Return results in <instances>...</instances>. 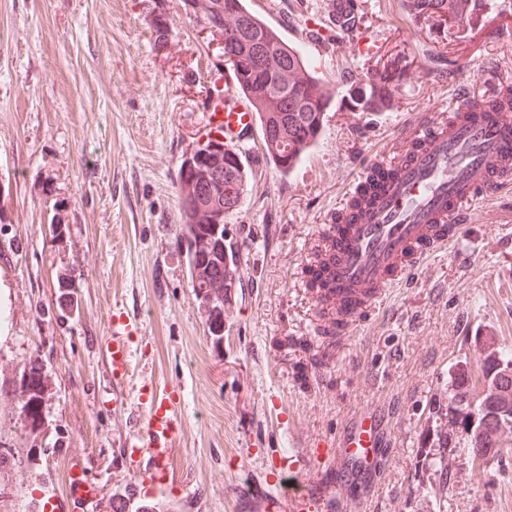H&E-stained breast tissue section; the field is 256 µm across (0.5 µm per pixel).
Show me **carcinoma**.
<instances>
[{"instance_id": "1", "label": "carcinoma", "mask_w": 512, "mask_h": 512, "mask_svg": "<svg viewBox=\"0 0 512 512\" xmlns=\"http://www.w3.org/2000/svg\"><path fill=\"white\" fill-rule=\"evenodd\" d=\"M236 3L237 24L231 42L224 46V59L235 78V88L247 99L253 87L267 85L274 100L277 115L257 113V121L263 131L268 154L284 172L288 171L301 156L293 147L297 142H315L323 124L328 104L314 95L317 87L310 60L297 48L283 39L270 34L267 23L251 13L244 0ZM288 69L304 77V81L288 89L277 81L278 72ZM212 153L208 148L192 150L193 164L185 167L180 163L177 195L181 206L179 245L185 249L192 288L203 293L199 307L206 316L208 331L214 340L224 337V276L227 269L223 250L230 258L237 256L233 242L221 245L215 236L217 226L224 224V216L236 209L240 195L247 185V173L240 153L234 149L224 152V167L217 171L212 167ZM487 375L495 382L494 398L512 395V355L500 353L488 357ZM46 376L43 365L34 360L19 373L11 386L0 385V395L19 392L25 397L23 405L26 426L35 429L41 423V402ZM451 399L464 414L463 424L470 428L476 410L472 402L462 394ZM478 414V413H476ZM512 432V415L507 416L493 407L478 414L473 432L466 433L469 442H480L483 448L495 447V436Z\"/></svg>"}]
</instances>
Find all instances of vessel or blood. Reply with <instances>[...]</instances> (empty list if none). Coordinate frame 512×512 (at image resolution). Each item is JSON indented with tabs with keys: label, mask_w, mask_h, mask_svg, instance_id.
Wrapping results in <instances>:
<instances>
[{
	"label": "vessel or blood",
	"mask_w": 512,
	"mask_h": 512,
	"mask_svg": "<svg viewBox=\"0 0 512 512\" xmlns=\"http://www.w3.org/2000/svg\"><path fill=\"white\" fill-rule=\"evenodd\" d=\"M325 8L344 30L357 18L359 0H325ZM260 102L217 93L209 103L206 130L240 148L256 126ZM512 191V80L500 78L486 98L474 99L461 86L449 110L423 114L399 129L393 150L367 164L354 193L319 231L320 243L303 281L317 307L328 313L327 332L342 335L364 309L388 288L407 278L421 262L474 225V208L482 199ZM132 322L113 318L102 344L112 379L124 384L130 369ZM145 418L130 437L124 458L132 471L162 483L168 474L169 444L183 425L180 403L172 394L143 395ZM343 448H357L356 471L337 466L330 484L307 478L302 452L280 457L289 496L303 495L319 512H346L356 492L355 472L368 475L387 462L390 437L369 427L350 428ZM246 512H271L277 495L263 487L241 490Z\"/></svg>",
	"instance_id": "1"
}]
</instances>
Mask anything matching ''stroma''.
Wrapping results in <instances>:
<instances>
[{
    "label": "stroma",
    "instance_id": "1",
    "mask_svg": "<svg viewBox=\"0 0 512 512\" xmlns=\"http://www.w3.org/2000/svg\"><path fill=\"white\" fill-rule=\"evenodd\" d=\"M288 45L336 86L317 142L286 172L261 131L242 153L246 194L224 223L241 281L221 343L208 333L177 243V172L205 137L219 49L182 0H0V369L40 361L42 426L0 397V512H38L46 485L66 497L75 460L113 499L175 501L179 512H238L244 482L276 484L272 452L302 449L318 480L336 472V436L389 412L392 453L350 512H512V433L473 459L455 391L479 389L488 354L512 350V223L507 202L387 291L338 347H323L302 271L320 225L363 166L459 85L483 98L486 73L512 78V0H472L443 15L408 0H360L337 35L325 0H269ZM169 36L156 41L153 6ZM143 351L112 384L101 344L116 311ZM376 369L368 386L363 368ZM177 388L185 423L154 490L122 464L144 411L140 387Z\"/></svg>",
    "mask_w": 512,
    "mask_h": 512
}]
</instances>
